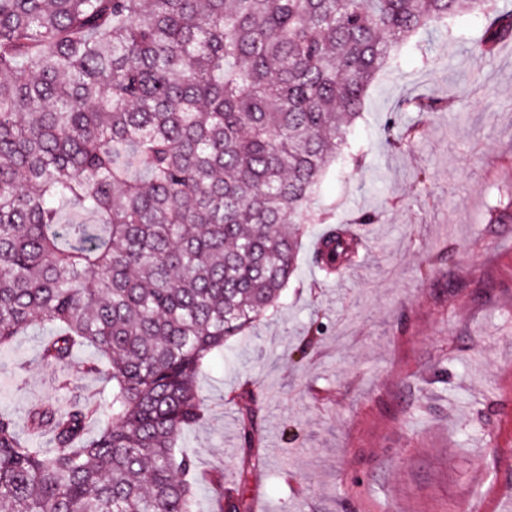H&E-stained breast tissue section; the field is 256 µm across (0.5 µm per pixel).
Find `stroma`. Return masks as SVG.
Here are the masks:
<instances>
[{
	"label": "stroma",
	"instance_id": "obj_1",
	"mask_svg": "<svg viewBox=\"0 0 512 512\" xmlns=\"http://www.w3.org/2000/svg\"><path fill=\"white\" fill-rule=\"evenodd\" d=\"M417 34L414 53L381 71L348 139L360 167L332 164L311 201L357 226L356 265L324 279L322 225H309L277 312L232 338L197 379L209 411L181 448L208 476L237 481L247 451L261 459L244 486L251 512H512V43L482 63L468 44L477 13ZM452 99L420 118L403 99ZM422 123L410 148L385 142L389 116ZM54 334L36 325L0 347V411L24 421L34 404L67 405L56 381L111 414L110 387L81 373L93 358L43 365ZM259 409L253 449L239 433L236 395Z\"/></svg>",
	"mask_w": 512,
	"mask_h": 512
}]
</instances>
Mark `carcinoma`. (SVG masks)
Here are the masks:
<instances>
[{"mask_svg":"<svg viewBox=\"0 0 512 512\" xmlns=\"http://www.w3.org/2000/svg\"><path fill=\"white\" fill-rule=\"evenodd\" d=\"M464 10L483 17L473 61L512 42L496 0H0V346L49 325L42 363L87 346L83 373L112 383L102 424L90 403L24 431L0 412V512H192L198 373L277 307L330 219L308 203L336 157L359 165L344 149L377 74ZM419 134L384 125L394 149ZM362 248L324 231V277ZM235 404L250 448L253 395ZM218 490V512H249Z\"/></svg>","mask_w":512,"mask_h":512,"instance_id":"obj_1","label":"carcinoma"}]
</instances>
